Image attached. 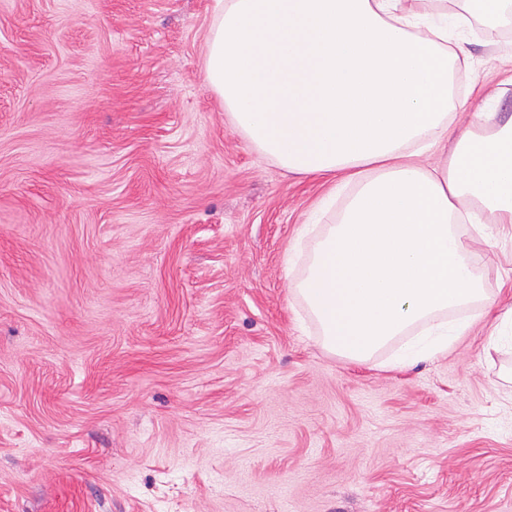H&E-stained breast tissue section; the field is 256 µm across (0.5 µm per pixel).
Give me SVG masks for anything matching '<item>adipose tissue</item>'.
I'll return each instance as SVG.
<instances>
[{"mask_svg": "<svg viewBox=\"0 0 512 512\" xmlns=\"http://www.w3.org/2000/svg\"><path fill=\"white\" fill-rule=\"evenodd\" d=\"M507 0H219L204 59L226 117L288 172L353 185L294 290L323 347L365 362L392 342L411 366L447 350L448 312L492 302L475 271L484 224L512 232V120L448 134L453 39ZM453 138L438 165L419 149Z\"/></svg>", "mask_w": 512, "mask_h": 512, "instance_id": "adipose-tissue-1", "label": "adipose tissue"}]
</instances>
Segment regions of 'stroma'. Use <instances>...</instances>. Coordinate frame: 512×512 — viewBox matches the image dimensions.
<instances>
[{
	"label": "stroma",
	"mask_w": 512,
	"mask_h": 512,
	"mask_svg": "<svg viewBox=\"0 0 512 512\" xmlns=\"http://www.w3.org/2000/svg\"><path fill=\"white\" fill-rule=\"evenodd\" d=\"M214 5L0 0V512H512V345L471 308L411 367L324 350L288 250L349 189L232 129ZM473 25L458 131L512 118ZM475 248L505 313L512 236Z\"/></svg>",
	"instance_id": "35a3bbf8"
}]
</instances>
